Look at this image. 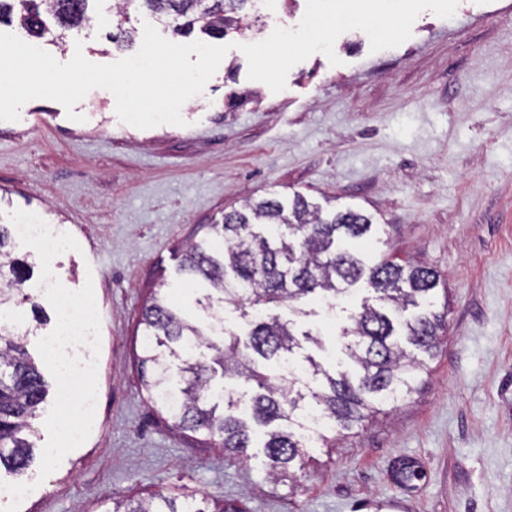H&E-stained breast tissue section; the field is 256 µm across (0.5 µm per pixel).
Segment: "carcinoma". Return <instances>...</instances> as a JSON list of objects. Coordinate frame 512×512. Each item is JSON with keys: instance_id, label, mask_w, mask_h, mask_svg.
<instances>
[{"instance_id": "obj_1", "label": "carcinoma", "mask_w": 512, "mask_h": 512, "mask_svg": "<svg viewBox=\"0 0 512 512\" xmlns=\"http://www.w3.org/2000/svg\"><path fill=\"white\" fill-rule=\"evenodd\" d=\"M92 0H0V22L16 15L31 38L51 35V26L70 30L90 21ZM176 35L199 27L210 37L252 30L254 0H124ZM205 236L189 246L178 273L186 289L201 293L200 326L160 288L142 309L140 373L150 400L165 423L201 437L220 440L224 451L249 455L256 438L270 461V474L288 469L301 457L306 432L322 445L336 441L320 429L349 431L408 400L427 371L420 351L432 356L445 332L446 312L436 310L439 275L421 264L384 257L366 262L352 243L373 228L371 216L346 208L324 216L296 194L248 201L224 214L220 224H205ZM15 225L0 224V314L30 305L42 325V309L26 292L36 256L13 253ZM359 282L373 293L340 330L341 358L326 367L315 356L292 365L309 343L322 348L319 334L297 322L266 313L269 304H288L293 313L304 299H318L328 312ZM232 307L246 320L234 328L224 320ZM244 379L256 386L244 399L227 387ZM41 367L23 336L0 317V468L21 475L31 466L34 421L48 395ZM106 512H224L208 497L189 500L157 492L143 499L113 502Z\"/></svg>"}]
</instances>
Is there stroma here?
I'll return each instance as SVG.
<instances>
[{
	"label": "stroma",
	"mask_w": 512,
	"mask_h": 512,
	"mask_svg": "<svg viewBox=\"0 0 512 512\" xmlns=\"http://www.w3.org/2000/svg\"><path fill=\"white\" fill-rule=\"evenodd\" d=\"M46 50L97 64L131 56L109 39L116 0ZM294 66L283 91L248 78L234 47L185 126L122 122L115 97L91 90L70 120L34 99L0 120V222L37 214L79 244L51 268L68 289L92 282L100 315L97 398L87 440L49 476L40 461L6 487L33 490L19 512H100L101 504L179 490L240 512H512V0H460L411 37L371 51L353 29ZM302 194L329 212L371 215L355 245L367 261L422 263L446 288L447 330L418 393L332 448L311 443L278 478L250 459L166 426L137 367L149 289L175 281L201 224L250 198Z\"/></svg>",
	"instance_id": "35a3bbf8"
}]
</instances>
